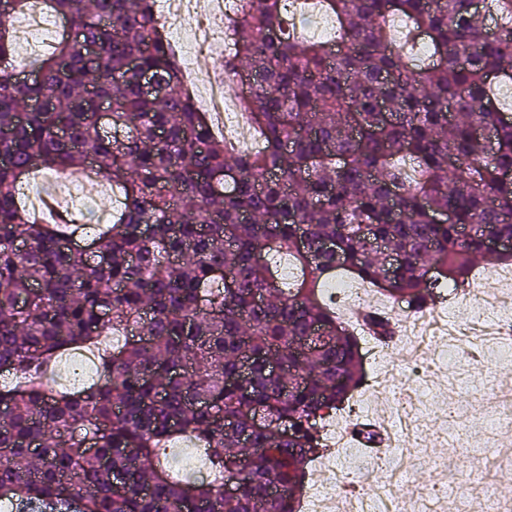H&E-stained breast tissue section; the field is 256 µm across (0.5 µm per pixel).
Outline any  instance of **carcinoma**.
Segmentation results:
<instances>
[{"label": "carcinoma", "instance_id": "carcinoma-1", "mask_svg": "<svg viewBox=\"0 0 512 512\" xmlns=\"http://www.w3.org/2000/svg\"><path fill=\"white\" fill-rule=\"evenodd\" d=\"M39 2L61 24L28 62L40 83L13 79L0 22V374L17 378L0 386V510L298 512L318 423L362 381L325 285L344 270L422 311L469 286L486 239H512V116L496 96L512 84V0H235L223 65L254 153L197 109L155 0ZM313 12L334 37L305 34ZM38 167L111 181L112 221L80 241L74 223L35 222L21 189ZM363 224L402 257L389 288ZM367 325L396 344L389 320ZM106 336L123 343L98 379L45 377ZM244 435L262 452L239 451ZM184 439L210 478L170 472Z\"/></svg>", "mask_w": 512, "mask_h": 512}]
</instances>
